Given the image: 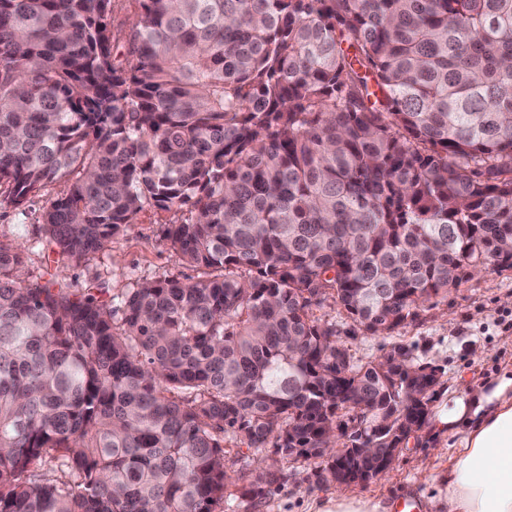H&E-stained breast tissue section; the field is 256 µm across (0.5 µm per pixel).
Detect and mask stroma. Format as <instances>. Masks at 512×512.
I'll return each instance as SVG.
<instances>
[{"label": "stroma", "mask_w": 512, "mask_h": 512, "mask_svg": "<svg viewBox=\"0 0 512 512\" xmlns=\"http://www.w3.org/2000/svg\"><path fill=\"white\" fill-rule=\"evenodd\" d=\"M44 204V198H37L22 212L0 197V241L29 245L24 274L28 281L39 278L48 263L45 250L30 246L32 239L41 235ZM180 218L175 211L141 212L104 250L79 265L58 267L59 280L72 292L105 298L142 280L165 275L186 282L206 279L205 270L181 261L164 235L166 224ZM312 312L335 324L354 364L379 359L402 345L414 362L439 366L442 376L434 395L438 404L446 401L451 391L484 383L512 369V269L472 277L448 298L421 304L414 319L384 335L356 329L330 298L313 306ZM447 445L448 439L442 435L431 437L426 444L410 442L391 470L369 484L352 486L351 491L389 504L404 497L423 499L445 464L436 451ZM241 455V449L225 442L224 469L233 482L235 497L230 506H217L215 512H309L312 501L326 499L336 490L318 462L285 459L268 447L247 467ZM266 466L277 470V480L263 485L261 495L242 496V488L254 480L256 469Z\"/></svg>", "instance_id": "stroma-1"}]
</instances>
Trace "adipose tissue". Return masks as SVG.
Wrapping results in <instances>:
<instances>
[{
  "label": "adipose tissue",
  "mask_w": 512,
  "mask_h": 512,
  "mask_svg": "<svg viewBox=\"0 0 512 512\" xmlns=\"http://www.w3.org/2000/svg\"><path fill=\"white\" fill-rule=\"evenodd\" d=\"M428 429L452 440L429 512H512V374L449 394Z\"/></svg>",
  "instance_id": "adipose-tissue-1"
}]
</instances>
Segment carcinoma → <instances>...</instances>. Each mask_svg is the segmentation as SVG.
<instances>
[{"mask_svg": "<svg viewBox=\"0 0 512 512\" xmlns=\"http://www.w3.org/2000/svg\"><path fill=\"white\" fill-rule=\"evenodd\" d=\"M133 2L121 61L112 0H0V196L46 197L60 264L185 211L213 275L99 300L0 242V512H215L227 438L386 470L436 367L310 307L387 334L512 269V0Z\"/></svg>", "mask_w": 512, "mask_h": 512, "instance_id": "obj_1", "label": "carcinoma"}]
</instances>
